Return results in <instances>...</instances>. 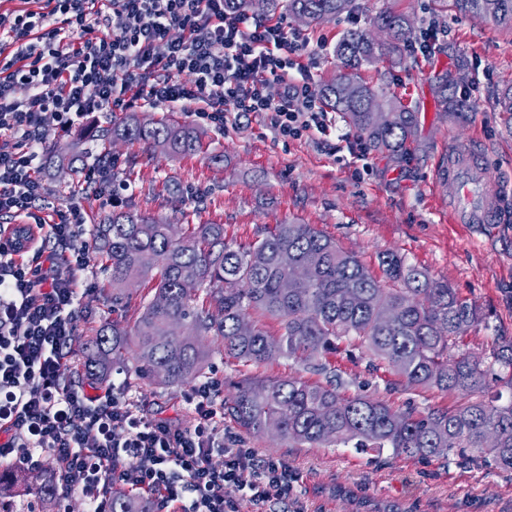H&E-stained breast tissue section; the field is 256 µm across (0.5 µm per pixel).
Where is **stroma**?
I'll use <instances>...</instances> for the list:
<instances>
[{"label":"stroma","mask_w":512,"mask_h":512,"mask_svg":"<svg viewBox=\"0 0 512 512\" xmlns=\"http://www.w3.org/2000/svg\"><path fill=\"white\" fill-rule=\"evenodd\" d=\"M404 13L414 31L433 30V55L413 52L411 42L398 53L364 65L360 76L379 93L415 112L417 131L396 153L366 148L364 159L348 151L330 154L320 134L283 142L264 116L232 120L226 129L203 126L198 152L170 158L142 145L101 140L109 123L101 112L81 118L69 132L52 135L58 152L83 154L91 166L101 153L113 161V201L85 193L83 178L71 177L56 165L40 176L54 203L80 202L86 212L75 246L91 242V227L112 209L131 208L165 218L172 224H220L227 239L251 242L258 231L283 222L309 224L381 273L379 257L390 251L432 279L448 283L462 298L489 315V325L470 331L463 349L489 354L495 334L512 336V219L481 230L474 224L448 220V194L437 183L440 161L449 143L476 146L486 155L487 172L512 187V112L501 111L497 97L512 83V30L484 18L439 7L437 0H355L353 12L305 25L293 17L285 23L309 43L303 62L309 69L311 93L342 70L334 49L344 32L358 28L378 42H394L378 28L384 11ZM465 70L455 95L465 97L462 112L443 111L438 87L445 76ZM214 154L222 163L211 162ZM77 309V335H90L113 318L103 301L105 274L89 264L82 275ZM130 354L113 366L106 383L145 413L158 418H185L192 385H154L134 374ZM343 392L364 393L393 408L453 404L452 395L413 391L393 385L387 370L369 371L363 359L336 357ZM301 377L310 373L302 362L283 359L266 367L245 368L213 352L203 382L218 396L228 395V381L243 375ZM225 438L251 449L260 459H281L297 480L288 497L267 512H358L355 497L399 503L406 512H512V472L480 460L453 455L421 460L384 448L362 453L353 448H291L272 438L245 434L223 420Z\"/></svg>","instance_id":"stroma-1"}]
</instances>
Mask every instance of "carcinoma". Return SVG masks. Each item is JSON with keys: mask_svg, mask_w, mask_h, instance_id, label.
I'll list each match as a JSON object with an SVG mask.
<instances>
[{"mask_svg": "<svg viewBox=\"0 0 512 512\" xmlns=\"http://www.w3.org/2000/svg\"><path fill=\"white\" fill-rule=\"evenodd\" d=\"M455 2L464 12L512 25V0ZM353 3L267 0V9L284 8L312 24L351 12ZM376 23L392 29L397 41L409 32L402 13L385 11ZM384 51L385 45L351 29L339 41L336 56L342 68L355 70ZM320 96L375 149L401 148L414 125V113L393 101L386 125L373 126L368 107L377 91L361 80L334 78L321 86ZM106 136L169 157L195 153L201 146V132L190 124L147 123L134 113L112 123ZM91 237L93 252L109 274L112 290L104 295L112 310L129 311L127 288L135 281L153 282L152 291L165 296L166 303H142L133 326L114 321L86 337L74 375L87 384L102 385L114 359L129 351L134 373L158 386L195 380L203 376L209 341L215 338L225 358L245 366L297 359L325 376L322 382L247 377L231 383L224 416L250 436L265 437V428L274 423L279 439L294 448H391L429 460L471 450L512 472V400L502 403L500 395H488L492 381L512 390V337H492L485 358L460 349V340L484 323L486 314L398 255H383L380 265L388 279L403 287L385 288L356 253L309 224H276L254 241L235 246L226 240L222 224H188L174 239L162 219L114 210L93 225ZM283 253L308 268L307 279L288 293L281 288L288 277L279 261ZM186 280L197 282L195 292L182 288ZM261 318L275 322L276 332ZM243 320L251 323L247 335L239 329ZM343 342L391 370L396 383L454 394L456 404L401 410L369 395L342 394L330 377L334 366L329 356ZM21 483L33 491L37 512L61 506L56 471L35 467L21 475ZM17 487L18 482L0 478V512H15L11 499ZM111 512L160 510L154 499L114 489Z\"/></svg>", "mask_w": 512, "mask_h": 512, "instance_id": "1", "label": "carcinoma"}]
</instances>
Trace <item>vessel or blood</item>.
<instances>
[{
  "label": "vessel or blood",
  "instance_id": "vessel-or-blood-1",
  "mask_svg": "<svg viewBox=\"0 0 512 512\" xmlns=\"http://www.w3.org/2000/svg\"><path fill=\"white\" fill-rule=\"evenodd\" d=\"M438 180L458 198L453 219L460 224L500 223L512 196L490 180L482 157L474 150L449 147L448 159L438 171Z\"/></svg>",
  "mask_w": 512,
  "mask_h": 512
}]
</instances>
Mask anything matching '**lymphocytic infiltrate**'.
<instances>
[{
	"label": "lymphocytic infiltrate",
	"mask_w": 512,
	"mask_h": 512,
	"mask_svg": "<svg viewBox=\"0 0 512 512\" xmlns=\"http://www.w3.org/2000/svg\"><path fill=\"white\" fill-rule=\"evenodd\" d=\"M34 2L0 12V464L50 453L68 489L93 490L88 512H108L117 481L172 512H238L231 486L258 508L287 497L295 476L286 462L256 460L220 436L210 385L193 390L190 419L174 422L137 414L111 389L63 380L89 263L87 248L73 244L85 219L78 205L48 202L35 172L49 115L66 130L92 112L146 104L218 128L231 113L261 114L286 141L327 132L301 61L307 41L280 20L248 23L224 0ZM19 220L37 229L22 254Z\"/></svg>",
	"instance_id": "1"
}]
</instances>
